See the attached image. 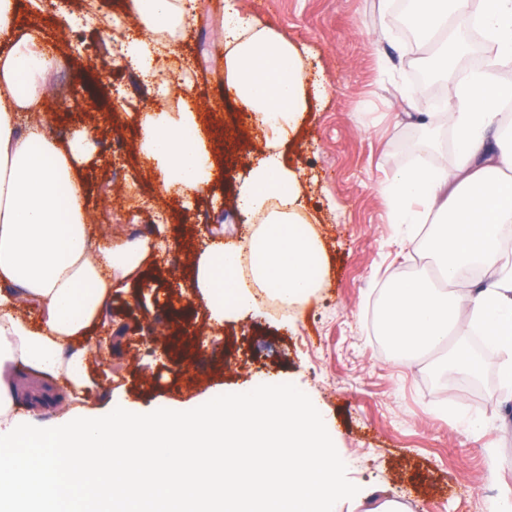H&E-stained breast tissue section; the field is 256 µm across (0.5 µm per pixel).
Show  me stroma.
Here are the masks:
<instances>
[{
	"label": "stroma",
	"mask_w": 512,
	"mask_h": 512,
	"mask_svg": "<svg viewBox=\"0 0 512 512\" xmlns=\"http://www.w3.org/2000/svg\"><path fill=\"white\" fill-rule=\"evenodd\" d=\"M127 2L97 0L95 19L60 47L48 130L65 142L96 127L81 175L98 232L183 246L151 258L129 287L113 291L99 330L112 339V360L91 359L88 395L59 404L64 382L21 366L16 376L29 397L19 401V415L36 431L54 427L67 405L116 406L135 418L163 405L191 416L225 393L274 381L316 407L340 460L346 494L327 512H373L386 498L404 512H495L512 497V388L500 378L503 355L483 362L477 378L448 373L441 350L400 361L372 321L384 289L431 266L426 250L407 244L411 236L426 240L431 227L393 223L389 180L453 153L450 128L420 121L421 113L454 107L451 82L432 100L414 92L425 48L380 0H242L259 22L307 49V78L326 89L311 100L284 157L302 172L308 229L324 244L327 269L302 304L257 299L211 327L200 294L187 288L185 251L202 246L211 228L223 227L228 244L242 231L257 232L224 197L257 162L262 142L250 140L244 112L224 99V0H199L183 37L193 96L222 102L215 119L240 144L224 157L222 185L190 202L160 190L138 159L136 115L167 101L120 56H105L100 38L113 17L129 20ZM102 60L110 70L104 80L94 71Z\"/></svg>",
	"instance_id": "1"
}]
</instances>
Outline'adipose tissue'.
Returning a JSON list of instances; mask_svg holds the SVG:
<instances>
[{
  "instance_id": "1",
  "label": "adipose tissue",
  "mask_w": 512,
  "mask_h": 512,
  "mask_svg": "<svg viewBox=\"0 0 512 512\" xmlns=\"http://www.w3.org/2000/svg\"><path fill=\"white\" fill-rule=\"evenodd\" d=\"M462 0H409V17L424 41L452 38L451 17ZM142 39L124 47L139 74L154 68L160 34L187 25L186 0H132ZM17 0H0V512H324L341 494L333 449L311 406L266 387L239 400H218L194 416L132 418L64 411L48 431H34L16 415V363L89 389V350L83 342L104 318L113 289L134 277L155 249L130 238L98 246L87 187L80 175L94 129L69 142L45 124H22L45 109L55 67L35 25L17 23ZM502 56L512 58V0H490L480 18ZM224 71L229 88L265 135L259 161L235 193L234 208L260 225L246 248L214 236L191 258L208 320L251 304L253 286L294 305L323 274L316 238L292 232L306 223L302 183L283 149L304 118L310 97L305 61L283 35L257 25L228 0L224 9ZM456 105L430 113L456 133L458 184L445 165L408 168L390 188L397 223L432 224L428 252L439 281L415 275L395 282L382 302V335L404 360L449 346L452 366L482 371L465 337L447 340L466 322L480 324L506 360L512 384V268L498 248L512 224V137L501 133L498 102L512 85L477 70L454 90ZM140 151L165 192L192 199L222 176L211 131L191 103L176 112L139 115ZM481 264L482 282L460 294L462 268ZM40 314L39 328L22 316Z\"/></svg>"
}]
</instances>
